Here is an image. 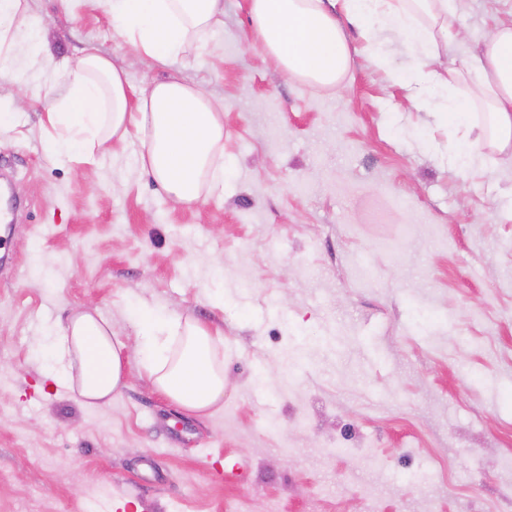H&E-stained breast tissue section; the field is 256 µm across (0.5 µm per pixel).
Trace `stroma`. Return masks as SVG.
Here are the masks:
<instances>
[{
	"label": "stroma",
	"mask_w": 512,
	"mask_h": 512,
	"mask_svg": "<svg viewBox=\"0 0 512 512\" xmlns=\"http://www.w3.org/2000/svg\"><path fill=\"white\" fill-rule=\"evenodd\" d=\"M339 21L359 52L324 89L253 45L247 0L163 64L135 60L106 0H28L0 74L1 98L29 101L0 145L25 201L0 240V512H512V152L451 170L439 147L461 131ZM502 25L512 0H455L441 66ZM89 46L136 92L175 76L223 108V194L171 205L135 135L48 153L44 96ZM137 306L219 333L210 415L143 374ZM90 307L130 375L103 407L43 374L52 331Z\"/></svg>",
	"instance_id": "1"
}]
</instances>
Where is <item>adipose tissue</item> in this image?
Returning a JSON list of instances; mask_svg holds the SVG:
<instances>
[{
  "label": "adipose tissue",
  "instance_id": "adipose-tissue-1",
  "mask_svg": "<svg viewBox=\"0 0 512 512\" xmlns=\"http://www.w3.org/2000/svg\"><path fill=\"white\" fill-rule=\"evenodd\" d=\"M258 45L282 71L313 87L338 86L351 69L354 49L323 0H248ZM357 21L365 50L385 66L379 31L395 33L420 57L391 81L432 107L437 122L476 130L475 141L448 143L456 160L492 148L512 149V26L493 29L460 67L439 71L442 42L450 33L453 0H343ZM113 28L138 56L167 62L205 46L222 23L224 0H107ZM69 92L46 109L56 134V157L92 156L97 143L143 133L141 164L172 204L190 203L201 192L224 190V113L199 89L170 78L132 96L124 71L94 50L68 70ZM136 348L149 379L186 412L209 415L224 399V371L216 337L205 324L166 318L149 308L136 313ZM124 344L100 313L81 312L58 326L44 376L76 392L84 404L111 400L127 383Z\"/></svg>",
  "mask_w": 512,
  "mask_h": 512
}]
</instances>
